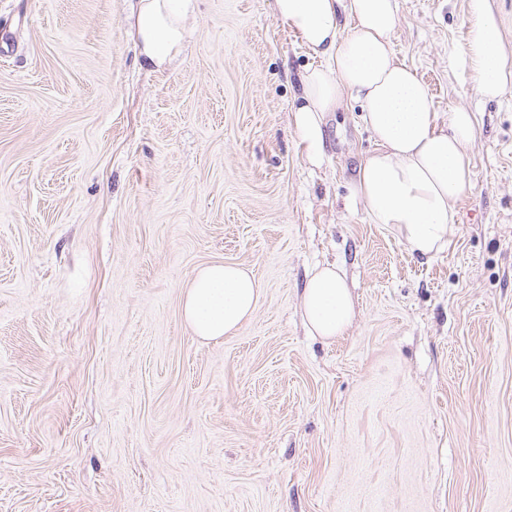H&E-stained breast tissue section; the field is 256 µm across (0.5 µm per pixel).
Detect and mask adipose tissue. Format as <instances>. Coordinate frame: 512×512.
Listing matches in <instances>:
<instances>
[{
  "instance_id": "adipose-tissue-1",
  "label": "adipose tissue",
  "mask_w": 512,
  "mask_h": 512,
  "mask_svg": "<svg viewBox=\"0 0 512 512\" xmlns=\"http://www.w3.org/2000/svg\"><path fill=\"white\" fill-rule=\"evenodd\" d=\"M467 8L466 62L477 91L493 99L512 83V67L488 0H468ZM275 13L322 61L301 73L293 109L309 160H323L326 113L344 99L358 102L377 147L361 160L347 206L363 207L372 223L395 225L412 253L441 252L457 220L456 203L472 186L468 147L477 125L471 112L458 108L448 128H440L428 87L396 60L391 35L398 0H275ZM134 30L142 64L159 68L170 62L187 36L181 0H139ZM259 297L258 281L247 268L211 263L185 288L182 317L200 338L231 336L251 317ZM302 310L311 335L327 339L344 333L354 300L339 268L321 266L308 274Z\"/></svg>"
}]
</instances>
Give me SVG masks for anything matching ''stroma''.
I'll return each mask as SVG.
<instances>
[{
	"instance_id": "stroma-1",
	"label": "stroma",
	"mask_w": 512,
	"mask_h": 512,
	"mask_svg": "<svg viewBox=\"0 0 512 512\" xmlns=\"http://www.w3.org/2000/svg\"><path fill=\"white\" fill-rule=\"evenodd\" d=\"M273 2L191 0L152 69L137 0H0V512H512V86L478 94L467 0H398L397 59L478 127L446 247L412 255L345 207L359 105L308 161L314 60ZM212 262L261 295L204 341L180 303ZM319 264L355 304L330 340ZM303 317L312 336H341L354 316V300L341 270L333 266L314 268L303 288Z\"/></svg>"
}]
</instances>
